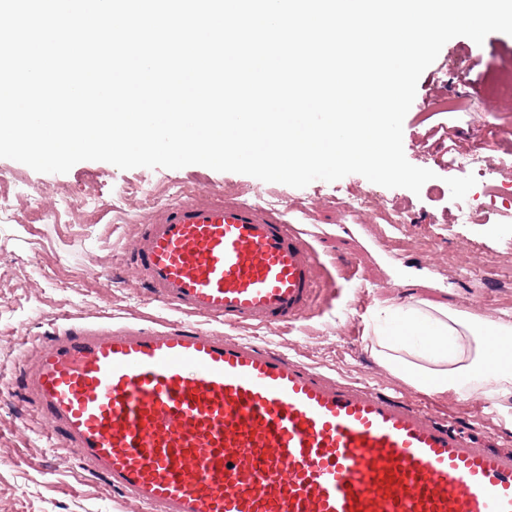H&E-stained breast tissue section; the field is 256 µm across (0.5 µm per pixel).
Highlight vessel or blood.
Wrapping results in <instances>:
<instances>
[{"label":"vessel or blood","instance_id":"vessel-or-blood-1","mask_svg":"<svg viewBox=\"0 0 512 512\" xmlns=\"http://www.w3.org/2000/svg\"><path fill=\"white\" fill-rule=\"evenodd\" d=\"M151 301L227 326L299 320L316 252L214 193L139 225ZM54 447L148 512H512V451L278 347L179 326L72 321L22 358Z\"/></svg>","mask_w":512,"mask_h":512}]
</instances>
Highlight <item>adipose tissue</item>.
Returning a JSON list of instances; mask_svg holds the SVG:
<instances>
[{"label":"adipose tissue","instance_id":"adipose-tissue-1","mask_svg":"<svg viewBox=\"0 0 512 512\" xmlns=\"http://www.w3.org/2000/svg\"><path fill=\"white\" fill-rule=\"evenodd\" d=\"M372 353L415 390L433 395L475 390L512 409V321L486 325L471 315L418 300L375 311Z\"/></svg>","mask_w":512,"mask_h":512}]
</instances>
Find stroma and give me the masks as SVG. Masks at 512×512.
Masks as SVG:
<instances>
[{
    "mask_svg": "<svg viewBox=\"0 0 512 512\" xmlns=\"http://www.w3.org/2000/svg\"><path fill=\"white\" fill-rule=\"evenodd\" d=\"M510 72L512 36L494 32L480 45L463 36L449 40L422 73L403 122V149L411 164L436 177L417 194L372 185L359 174L294 188L201 165L122 170L82 161L65 173H40L0 158V191L14 212L13 222L0 224V512H142L103 476L51 447L47 428L25 401L22 356L69 319L185 324L273 342L335 379L405 400L425 398L431 414L489 436L493 448H512V420L488 413L481 394L424 397L380 366L371 354L369 326L377 304L413 299L483 321L512 314V284H491L496 272L512 268V219L502 216L500 199L485 194L477 173L451 163L480 140L492 146L488 167L512 163V97L486 90L491 76ZM456 93L467 97L468 111H427L428 103ZM141 187L153 189V205L142 204L136 194ZM369 189L376 193L373 208L351 211L350 198ZM213 191L251 204L264 193L282 197L278 213L321 260L317 274L324 288L303 318L229 328L147 301L125 260L138 224L170 204L202 201ZM36 193L51 217L32 226L27 206ZM459 197L475 205L471 223L452 221ZM398 210L406 223H389ZM81 278L95 279L96 292L80 288Z\"/></svg>",
    "mask_w": 512,
    "mask_h": 512,
    "instance_id": "obj_1",
    "label": "stroma"
}]
</instances>
